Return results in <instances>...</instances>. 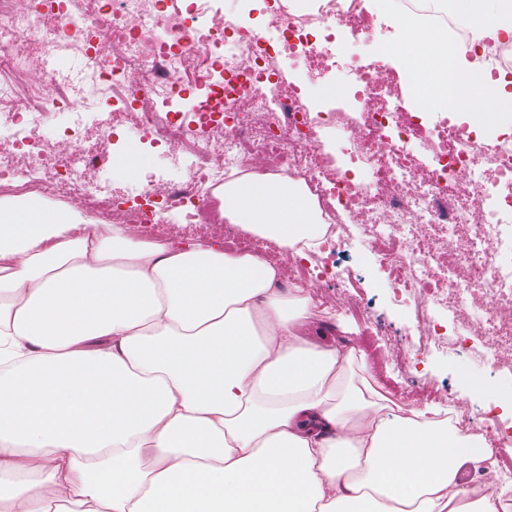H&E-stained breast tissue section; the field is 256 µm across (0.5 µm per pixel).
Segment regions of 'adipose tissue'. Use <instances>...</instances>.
<instances>
[{"mask_svg": "<svg viewBox=\"0 0 512 512\" xmlns=\"http://www.w3.org/2000/svg\"><path fill=\"white\" fill-rule=\"evenodd\" d=\"M411 88L464 100L432 16L396 13ZM478 36L512 38V0H455ZM228 223L282 247L320 236L288 178L224 185ZM259 255L136 242L33 198H0V512H497L468 499L485 458L428 411L393 414L356 347L303 329Z\"/></svg>", "mask_w": 512, "mask_h": 512, "instance_id": "1", "label": "adipose tissue"}]
</instances>
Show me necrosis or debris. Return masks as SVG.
Returning a JSON list of instances; mask_svg holds the SVG:
<instances>
[{
	"label": "necrosis or debris",
	"instance_id": "4bbe7bcc",
	"mask_svg": "<svg viewBox=\"0 0 512 512\" xmlns=\"http://www.w3.org/2000/svg\"><path fill=\"white\" fill-rule=\"evenodd\" d=\"M376 22L362 0H313L310 9L266 0L253 27L225 15L217 0H0V193L62 195L107 223L141 233L148 224L181 215L188 224L220 221L216 191L234 171L304 182L324 220L322 246L338 248L357 224L387 271L396 306L413 309L417 349L491 363L512 375V132L479 135L449 118L424 123L406 104L401 82L379 62L343 55L348 40L371 35ZM489 79L512 76V40H474ZM74 55L75 76L33 85L24 76L31 53ZM295 59L311 71L346 73L351 95L325 111L311 107L302 85L283 78L280 64ZM94 91L96 110L110 122L87 142L82 123L64 136L41 131L38 112L64 106L72 80ZM167 147L188 181H148L125 196L110 195L92 172L112 157L125 127ZM348 131L335 165L324 129ZM430 152L420 164L412 150ZM368 171L369 182L358 179ZM281 274L307 291L318 316L358 315L357 298L334 304L295 250L274 248ZM451 314L443 326L438 311ZM458 433L479 442L499 486L468 485L470 497L493 496L498 512H512V427L493 412L453 419Z\"/></svg>",
	"mask_w": 512,
	"mask_h": 512
}]
</instances>
